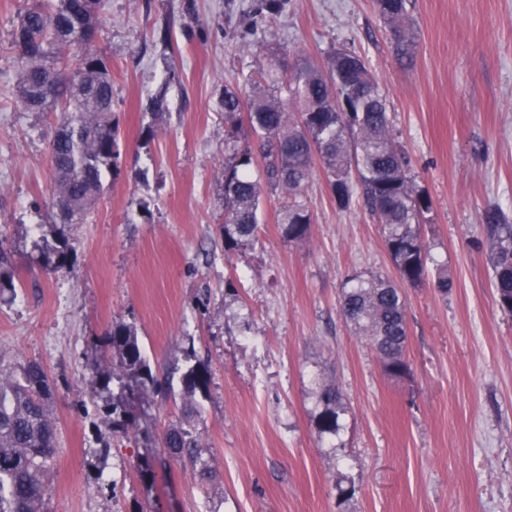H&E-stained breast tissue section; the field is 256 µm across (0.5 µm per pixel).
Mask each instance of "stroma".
<instances>
[{
    "mask_svg": "<svg viewBox=\"0 0 512 512\" xmlns=\"http://www.w3.org/2000/svg\"><path fill=\"white\" fill-rule=\"evenodd\" d=\"M257 2L102 0L95 45L112 67L122 173L86 223L66 226L78 261L52 273L34 243L50 221L57 121L15 100L11 35L28 0H0V250L15 285L0 294V359L40 364L55 389L47 508L512 512V317L481 227L490 204L512 217V0H412L410 68L373 0H287L262 15ZM265 44L322 66L339 48L361 55L432 202L427 268L447 266L455 286H403L404 377L386 375L340 313L348 278L395 271L377 218L360 200L337 211L322 166L303 194L306 239L284 236L277 193L258 242L224 252L220 101ZM160 90L158 115L146 104ZM121 322L175 390L132 400L126 433L112 428L121 382L100 391L90 370ZM198 361L210 383L189 402L181 375ZM325 385L342 396L335 434L317 428ZM187 418L208 475L164 462L163 436Z\"/></svg>",
    "mask_w": 512,
    "mask_h": 512,
    "instance_id": "1",
    "label": "stroma"
}]
</instances>
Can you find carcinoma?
I'll list each match as a JSON object with an SVG mask.
<instances>
[{"mask_svg": "<svg viewBox=\"0 0 512 512\" xmlns=\"http://www.w3.org/2000/svg\"><path fill=\"white\" fill-rule=\"evenodd\" d=\"M411 0H375L388 26L396 59L410 64L414 37L407 25ZM100 0H32L20 13L12 48L20 67L14 94L26 112L55 114L49 142L52 198L66 206L53 210L51 230L36 241L38 262L53 271L72 267L74 255L63 227L83 224L98 204L105 174L120 169L118 120L112 99V69L92 48L99 26ZM263 62L247 80V91L224 88V251L256 241L266 198L282 190L288 199L280 221L290 241L304 239L311 214L303 191L319 158L336 209H350L357 196L377 216L397 280L354 275L338 299L340 312L376 353L385 372L403 377L407 340L405 298L397 283L419 286L428 280L426 248L419 225L432 202L418 192L405 152L391 136L386 99L366 61L345 50L329 59V73L301 55L260 47ZM261 174L251 172L255 155ZM488 261L497 302L512 314V220L497 207L483 211ZM432 286L443 295L453 288L448 268L436 269ZM112 362L92 370L104 390L122 375L149 398L168 388L145 360L136 330L117 324L107 334ZM198 362L182 375L183 395L192 398L209 383ZM54 389L43 368L30 362L9 372L0 368V512H47L49 476L57 429L51 413ZM323 434L339 429L341 395L331 385L320 393ZM173 460H203L190 428L175 427L164 437Z\"/></svg>", "mask_w": 512, "mask_h": 512, "instance_id": "cac0c4a2", "label": "carcinoma"}]
</instances>
